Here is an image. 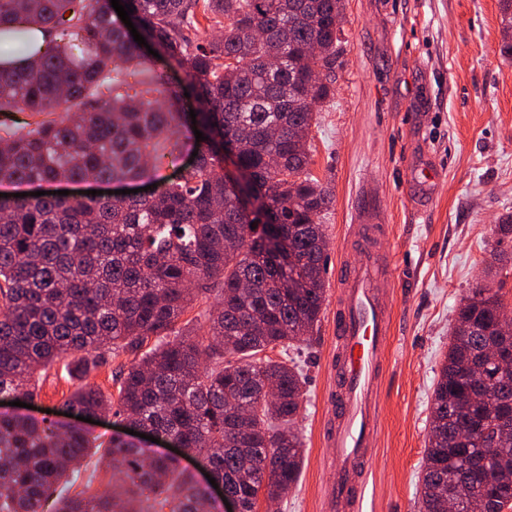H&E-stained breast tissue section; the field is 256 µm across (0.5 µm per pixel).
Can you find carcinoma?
Instances as JSON below:
<instances>
[{
    "instance_id": "obj_1",
    "label": "carcinoma",
    "mask_w": 512,
    "mask_h": 512,
    "mask_svg": "<svg viewBox=\"0 0 512 512\" xmlns=\"http://www.w3.org/2000/svg\"><path fill=\"white\" fill-rule=\"evenodd\" d=\"M345 0H128L143 36L184 74L199 104L185 126L180 94L161 79L108 0H0V39L41 32L44 55L0 59V113L46 119L8 130L0 184L135 179L146 160L176 159L199 130L192 168L142 197H0V394L29 400L36 376L69 353L91 366L132 357L112 397L82 385L65 400L84 417L114 412L188 454L256 512L259 495H288L305 458L294 429L304 380L286 352L313 335L322 310L328 187L309 172L317 112L332 95L342 53ZM220 28L203 42L186 29L197 15ZM280 60L276 69L268 59ZM58 118H53V115ZM235 146L245 182L224 169ZM246 194L256 210L240 207ZM208 330H176L211 294ZM499 294L473 288L457 311L434 387L418 512L512 508V377L495 376L487 350ZM156 339L149 349L147 341ZM487 365L493 393L474 396L468 363ZM276 388L269 395L266 386ZM92 448L120 474L112 494L72 496ZM0 512H217L175 458L148 455L120 437L0 414Z\"/></svg>"
}]
</instances>
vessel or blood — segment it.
<instances>
[{"label": "vessel or blood", "mask_w": 512, "mask_h": 512, "mask_svg": "<svg viewBox=\"0 0 512 512\" xmlns=\"http://www.w3.org/2000/svg\"><path fill=\"white\" fill-rule=\"evenodd\" d=\"M383 272L380 255L368 251L343 267L336 277V397L329 408L337 423L331 433L337 498L362 508L363 495L354 474L366 462L376 428V394L380 359L388 346L389 322L375 288Z\"/></svg>", "instance_id": "b4317fda"}]
</instances>
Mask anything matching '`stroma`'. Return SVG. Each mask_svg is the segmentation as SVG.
Listing matches in <instances>:
<instances>
[{"instance_id":"stroma-1","label":"stroma","mask_w":512,"mask_h":512,"mask_svg":"<svg viewBox=\"0 0 512 512\" xmlns=\"http://www.w3.org/2000/svg\"><path fill=\"white\" fill-rule=\"evenodd\" d=\"M343 28L334 94L311 133L310 170L333 203L323 220L321 320L296 355L306 377L297 422L305 462L288 495L259 500L257 512H324L336 264L370 246L366 223L387 227L382 294L392 336L364 506L417 512L432 391L457 309L485 277L501 216L512 214V55L503 51L499 0H345ZM426 167L438 178L425 192L413 180ZM127 362L121 355L85 369L76 354L58 361L39 381L31 416L64 421V401L83 384L116 394Z\"/></svg>"}]
</instances>
